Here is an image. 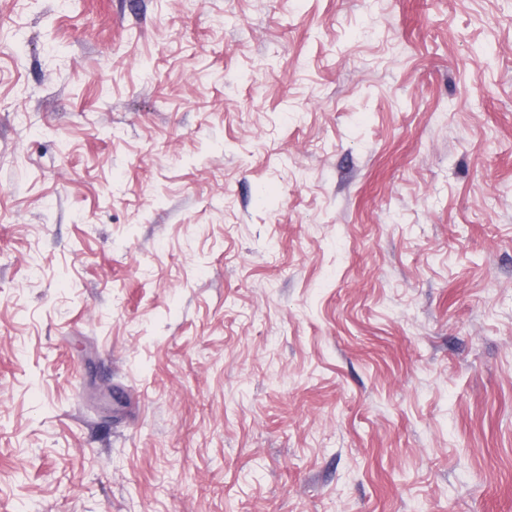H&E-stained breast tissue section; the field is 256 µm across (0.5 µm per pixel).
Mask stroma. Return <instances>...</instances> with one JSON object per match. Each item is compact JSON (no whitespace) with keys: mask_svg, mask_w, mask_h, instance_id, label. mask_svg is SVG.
<instances>
[{"mask_svg":"<svg viewBox=\"0 0 512 512\" xmlns=\"http://www.w3.org/2000/svg\"><path fill=\"white\" fill-rule=\"evenodd\" d=\"M0 512H512V0H0Z\"/></svg>","mask_w":512,"mask_h":512,"instance_id":"1","label":"stroma"}]
</instances>
